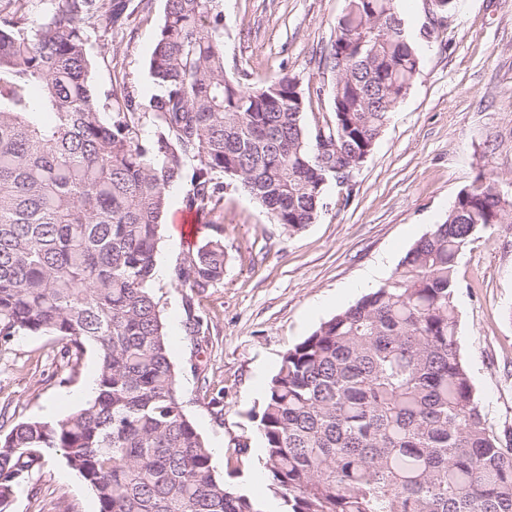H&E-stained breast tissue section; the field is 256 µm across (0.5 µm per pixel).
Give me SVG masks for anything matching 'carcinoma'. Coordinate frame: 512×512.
Returning <instances> with one entry per match:
<instances>
[{
	"mask_svg": "<svg viewBox=\"0 0 512 512\" xmlns=\"http://www.w3.org/2000/svg\"><path fill=\"white\" fill-rule=\"evenodd\" d=\"M135 9L0 0V339L48 332L98 362L94 398L0 436V512L57 451L99 512H266L215 474L183 412L153 292L158 229L193 160L189 208L213 209L236 182L298 233L323 207L335 153L310 138L295 79L227 77L219 0H166L141 139V105L123 90L100 103L90 79L92 36ZM336 30L324 131L358 166L421 58L396 0H347ZM499 224H512V196L493 181L461 189L384 285L283 354L258 413L280 512H512V430L488 426L456 339L460 255ZM223 277L219 239L176 270L198 294Z\"/></svg>",
	"mask_w": 512,
	"mask_h": 512,
	"instance_id": "carcinoma-1",
	"label": "carcinoma"
}]
</instances>
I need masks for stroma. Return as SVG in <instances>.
<instances>
[{
  "label": "stroma",
  "instance_id": "stroma-1",
  "mask_svg": "<svg viewBox=\"0 0 512 512\" xmlns=\"http://www.w3.org/2000/svg\"><path fill=\"white\" fill-rule=\"evenodd\" d=\"M166 0H149L122 30L92 48L91 80L99 99L122 89L148 102L154 38ZM227 73L252 85L289 76L307 92L308 130L331 121L336 74L323 58L336 39L346 0H220ZM421 53V69L395 108L371 155L349 186L328 182L315 223L297 234L240 188L198 217L192 242L174 222L186 211L189 182L167 191L155 279L169 355L183 410L206 443L247 438L245 458L212 456L233 488L268 491L263 442L251 411L260 409L282 355L320 323L386 283L411 246L443 222L458 192L484 181L512 195V0H455L447 12L431 0H397ZM224 242V277L203 295L174 276L197 247ZM379 268L371 283L364 273ZM455 296L457 343L489 426L512 428V225L477 233L460 256ZM97 374V359L64 357L51 333L0 341V430L18 421L77 410ZM8 512H99L97 499L62 455L46 459L18 487Z\"/></svg>",
  "mask_w": 512,
  "mask_h": 512
}]
</instances>
